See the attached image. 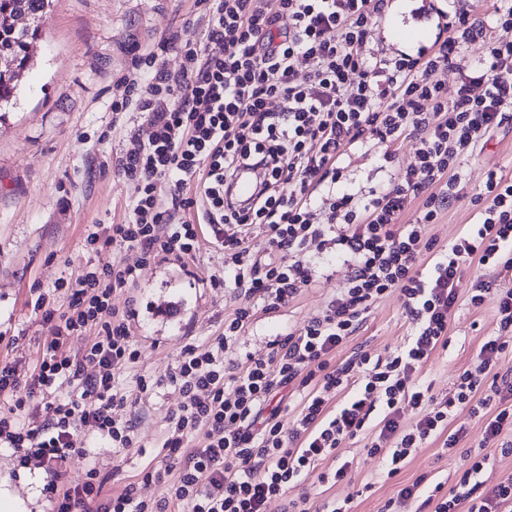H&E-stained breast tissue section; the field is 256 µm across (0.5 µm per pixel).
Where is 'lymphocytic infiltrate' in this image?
<instances>
[{
  "label": "lymphocytic infiltrate",
  "instance_id": "1",
  "mask_svg": "<svg viewBox=\"0 0 512 512\" xmlns=\"http://www.w3.org/2000/svg\"><path fill=\"white\" fill-rule=\"evenodd\" d=\"M204 41L162 35L155 52L135 57L122 75L113 114H146L148 140L131 137L115 161L130 189L128 214L105 230L89 227L86 242L102 261L58 282L59 304L38 295L47 330L46 353L27 378L0 363V447L18 466L43 468L50 512H313L299 486L344 481L350 461L337 450L368 436V455L381 457L387 478L398 476L425 445L454 451L464 434L453 427L459 411L483 423L478 450L468 456L452 489L402 484L384 512H404L426 494L434 512H512V474L481 481L491 453L512 456V375L498 372L512 333V289L479 279L459 288L464 267L512 268V177L488 171L472 198L478 222L440 247L426 228L461 197V163L499 129L512 126V0H498L489 19L472 10L454 13L450 35L429 54L381 59L366 49L368 27L387 0H201ZM481 42L486 56L465 50ZM178 70L164 68L168 54ZM309 69L298 76L297 59ZM457 70L447 87L441 76ZM418 142L397 183L352 193L339 161L364 140L384 146L403 136ZM264 172L251 200H235L237 171ZM414 222L403 216L412 203ZM208 226L224 256L215 288L234 289L237 306L224 331L207 346L185 344L163 374L139 375L120 386L121 372L139 353L130 343L135 312L113 306L112 296L134 283L141 267L189 260L199 224ZM347 264L336 300L301 330L276 337L263 355L236 352V340L258 312L287 307L312 281L305 256ZM432 255L422 267L423 255ZM399 292L415 332L400 349L377 358L336 354L361 328L386 293ZM473 308L494 301L498 333L486 337L462 368L448 395L425 386L420 369L448 346L459 297ZM85 337L71 350L73 337ZM179 394L167 414L164 455L137 481L106 491L90 469L83 483L61 484L62 466L99 437L133 447L132 420L123 415L157 388ZM301 394L292 428L283 391ZM421 411L411 427L403 406ZM167 485L150 500L141 487Z\"/></svg>",
  "mask_w": 512,
  "mask_h": 512
}]
</instances>
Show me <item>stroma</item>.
<instances>
[{
  "mask_svg": "<svg viewBox=\"0 0 512 512\" xmlns=\"http://www.w3.org/2000/svg\"><path fill=\"white\" fill-rule=\"evenodd\" d=\"M451 10L450 0H389L384 16L369 25V45L392 58L409 52L406 35L421 25L422 12ZM199 0H53L38 39L31 68L21 86L18 103L0 120V362L16 363L20 376H29L46 352V330L31 306L35 292L53 293L59 280L76 277L97 262L85 244L90 224H117L125 217L128 187L113 164L131 136L147 138L145 115L128 112L112 119V102L123 93L117 83L132 58L151 51L162 34L181 32L202 39ZM414 139L392 148L394 163L383 162L382 147L367 140L351 147L340 165L347 187L355 192L386 186L397 180L412 159ZM512 176V129L498 131L488 144L461 164L465 195L429 225L427 236L445 246L474 224L470 201L488 170ZM224 257L207 231H200L194 260L168 261L142 268L133 288L113 302L124 307L134 301L139 316L130 339L140 357L121 377L131 386L138 375L160 374L188 342L211 343L224 329V318L236 305L232 291L211 287L209 276ZM348 274L343 263L317 264L311 285L275 314L257 313L238 338L240 353L263 354L275 337L300 329L337 295ZM182 317L165 318L172 306ZM414 327L398 294L379 300L353 340L336 354L344 362L363 349L377 356L403 345ZM494 302L481 308L459 301L451 319L447 349L437 350L421 369L433 393L447 395L457 373L476 354L484 338L495 334ZM173 387L157 389L138 405V439L134 447L115 450L105 440H90L87 454L63 467V480L81 482L89 468L99 470L107 489L123 487L150 463L161 458L164 417L176 407ZM467 427L455 454L433 442L419 451L399 474L389 479L378 458L367 456L364 439L347 442L340 455L352 461L347 481L320 491L312 480L303 490L324 499L351 498V512H382L400 483L427 476L452 488L467 452L482 438L480 424L459 413ZM0 476L9 477L20 496L35 495L47 508L43 491L46 474L38 467H18L10 450L0 447Z\"/></svg>",
  "mask_w": 512,
  "mask_h": 512,
  "instance_id": "stroma-1",
  "label": "stroma"
}]
</instances>
